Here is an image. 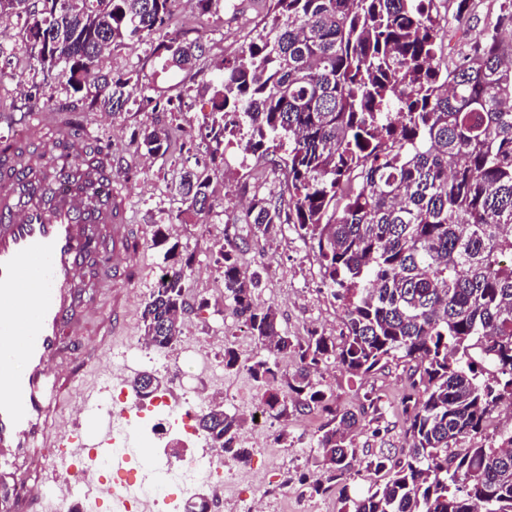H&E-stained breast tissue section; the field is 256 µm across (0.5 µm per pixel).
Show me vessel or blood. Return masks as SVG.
Wrapping results in <instances>:
<instances>
[{
	"instance_id": "obj_1",
	"label": "vessel or blood",
	"mask_w": 512,
	"mask_h": 512,
	"mask_svg": "<svg viewBox=\"0 0 512 512\" xmlns=\"http://www.w3.org/2000/svg\"><path fill=\"white\" fill-rule=\"evenodd\" d=\"M34 118L38 128L55 132L47 141L41 175L18 161L20 137L0 138V473L12 481L15 512H36L50 499L67 502L75 481L94 501H107L110 512H127L125 494L106 485L92 464L108 456L119 471L132 459L112 453L115 413L98 407L92 391L75 426L52 423L48 416L77 375L73 369L58 372L57 361L68 351L67 338L84 333L87 312L76 306L74 289L85 256L98 253L105 282L116 287L111 321L83 352L87 365L98 362L111 337L124 332V291L143 278L144 270L134 261L138 250L130 240L126 200L112 186L111 168L100 172L99 199L93 202L55 159L61 141L70 144L73 157H81L88 126H59L47 112ZM91 224L111 225V237H90ZM44 448L61 449L60 467L30 483L29 464Z\"/></svg>"
}]
</instances>
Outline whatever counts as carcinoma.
Returning <instances> with one entry per match:
<instances>
[{
	"label": "carcinoma",
	"mask_w": 512,
	"mask_h": 512,
	"mask_svg": "<svg viewBox=\"0 0 512 512\" xmlns=\"http://www.w3.org/2000/svg\"><path fill=\"white\" fill-rule=\"evenodd\" d=\"M273 0L269 21L210 80L212 112L199 134L210 161L175 186L184 212L212 210L216 156L234 142L261 156H284L286 193L255 195L245 215L254 233L292 224L317 247L324 285L343 313L341 341L317 329L280 333L276 310L257 302L260 276L243 269L239 246L220 250L224 298L262 352L224 346V370L244 369L281 419L288 411L331 415L314 439L310 490L346 487L385 473L340 512H512V430L489 444L460 447L512 399V0L473 32L472 0ZM25 18L18 32L37 67L71 96L101 112L130 100L134 74L95 72L122 42L173 25L171 0H0V18ZM469 50L436 80L435 56L449 31ZM202 37L166 36L153 49L164 66L195 70ZM164 127L133 136L135 150L164 154ZM69 172L93 176L107 163L85 151ZM152 246L171 262L141 311L143 337L164 351L181 340L184 256L159 225ZM293 354L298 369L281 370ZM335 359L366 378L398 359L409 364L401 399L408 424L401 455L352 461L361 418L336 413L311 370ZM214 404L200 415L205 438L227 460L249 455L242 419Z\"/></svg>",
	"instance_id": "cac0c4a2"
}]
</instances>
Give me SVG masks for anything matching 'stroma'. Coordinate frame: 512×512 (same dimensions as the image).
<instances>
[{"label":"stroma","mask_w":512,"mask_h":512,"mask_svg":"<svg viewBox=\"0 0 512 512\" xmlns=\"http://www.w3.org/2000/svg\"><path fill=\"white\" fill-rule=\"evenodd\" d=\"M267 9L266 0H216L211 12L204 16L191 4L175 13L178 27L196 29L203 36L205 52L192 74L162 68L152 57L153 47L161 40L157 34L125 42L99 61V69L115 76L131 71L138 73L139 84L147 95L179 101L180 107L171 112L139 111L132 107L106 116L96 111L87 115L95 142L112 147L113 185L128 196L133 229L141 234L138 261L148 267L150 276L128 291L131 314L126 335L114 343L110 353L103 355L96 367L81 373L72 384L63 408L54 414V421L66 424L78 421L87 389L104 386L114 357L125 352L130 355L125 382H132L144 372L166 383L177 377L192 376V363L181 354L179 347L166 350V359L161 365L134 354L143 336L142 305L160 274L170 269L162 250L152 245L153 232L159 224L168 227L182 253L193 257L185 292L187 307L181 316L182 345L212 351L218 363L223 361L224 346L230 342L242 355L257 352L254 341L244 340V329L219 287L221 270L215 255L229 242L240 247V265L260 273L258 302L276 308L282 333L303 337L316 329L329 336H340L342 312L321 283L319 264L309 240L298 235L289 224L281 225L270 238H257L243 220L245 204L253 195H277L284 188L282 171L275 169L267 158L250 154L243 146L230 145L223 158L215 162L218 175L211 186L215 206L210 212L180 215L181 204L171 192L172 184L184 169L209 157L205 141L196 135L203 115L211 108L208 94L201 89L203 82L209 79L215 66L235 55L261 30ZM21 24L18 18L0 22V44L13 51L9 73L0 75V135L27 127L30 109L22 85L34 81L43 85L45 97L37 104V111L55 112L69 108L72 102L65 90L35 72L29 50L15 37ZM153 126L172 128L174 146L164 154L137 153L132 144L134 132ZM188 132L194 135L189 142L184 139ZM204 298L209 305L202 309L198 303ZM315 378L330 390L333 405L340 413L358 410L367 392L379 396L377 409L369 413L356 436V444L363 455L381 448L400 454L407 429L400 406L408 378L405 363L392 362L384 370L359 379L351 376L339 362L331 360L322 364ZM327 421L326 414L317 410L291 413L287 421L275 423L276 429L288 432L287 440L280 442L258 434L252 421L244 423L240 438L249 450L248 462L256 480L262 483L271 479L286 485L288 512H297L301 504L307 512H339L338 493L307 498L297 480L300 473L312 472L310 443Z\"/></svg>","instance_id":"1"}]
</instances>
